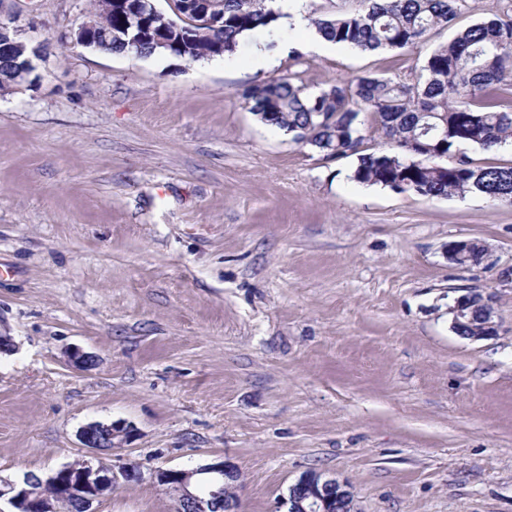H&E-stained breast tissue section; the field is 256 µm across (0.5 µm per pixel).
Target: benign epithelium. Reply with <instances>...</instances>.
I'll return each instance as SVG.
<instances>
[{
    "label": "benign epithelium",
    "instance_id": "obj_1",
    "mask_svg": "<svg viewBox=\"0 0 512 512\" xmlns=\"http://www.w3.org/2000/svg\"><path fill=\"white\" fill-rule=\"evenodd\" d=\"M129 27L141 29L144 26L146 11L160 14L151 0H124ZM475 248L476 259L485 256V246L478 240L458 241L448 245V259L461 256ZM468 296L458 297L449 308L452 314V328L465 338L481 340L489 338L485 330L493 327L488 323L475 327L471 320L464 319L467 311ZM133 427L125 422L112 421L108 424L92 422L82 427L79 438L82 445L96 454L106 453L108 448H122L129 441ZM71 471L66 464L55 470L46 478L36 480L27 474L23 481H15L0 477V499H6L16 512H24L34 493V486L53 485L59 478ZM236 470L221 461L199 466L192 470L158 469L153 472L156 482L165 487L173 496L180 512H234L235 503L225 494L224 480L233 477ZM142 471L137 465L126 466L116 472L112 467L100 461L93 466L84 463L74 473L70 493L80 497L83 512H94L93 504L102 497L112 493V489L121 483L140 481ZM350 496L348 486L335 479L327 478L317 472L303 474L289 489L288 498L283 504L288 506L287 512H332L336 500Z\"/></svg>",
    "mask_w": 512,
    "mask_h": 512
}]
</instances>
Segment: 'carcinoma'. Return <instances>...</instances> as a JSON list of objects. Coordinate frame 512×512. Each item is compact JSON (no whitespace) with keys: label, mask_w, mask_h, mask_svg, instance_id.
<instances>
[{"label":"carcinoma","mask_w":512,"mask_h":512,"mask_svg":"<svg viewBox=\"0 0 512 512\" xmlns=\"http://www.w3.org/2000/svg\"><path fill=\"white\" fill-rule=\"evenodd\" d=\"M213 26L188 30L183 11L152 22L158 40L141 45L140 55L165 52L190 62L235 51L241 38L272 30L283 14L269 0H222ZM82 22L108 40L106 51L127 54L126 15L104 12L98 0ZM468 0H350V5L311 20L332 42L360 51L405 50L433 30L452 29ZM25 56L0 53V93L12 91ZM512 15L476 22L455 32L426 58L416 82L363 74L327 87L312 88L292 77L245 88L242 96L262 123L293 134V141L328 158L358 155L354 179L397 193L424 197L477 194L512 203V165L477 166L466 150L485 151L512 143ZM372 115L387 144L397 148L358 154L364 136L359 115ZM477 323L491 321V308L472 294Z\"/></svg>","instance_id":"cac0c4a2"}]
</instances>
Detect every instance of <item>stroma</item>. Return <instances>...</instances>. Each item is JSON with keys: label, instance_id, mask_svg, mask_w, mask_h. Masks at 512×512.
Segmentation results:
<instances>
[{"label": "stroma", "instance_id": "1", "mask_svg": "<svg viewBox=\"0 0 512 512\" xmlns=\"http://www.w3.org/2000/svg\"><path fill=\"white\" fill-rule=\"evenodd\" d=\"M88 9H0L46 45L38 82L0 95V474L94 461L81 428L123 421L103 460L143 479L96 512H174L153 471L218 461L239 512H286L308 471L348 483L353 512H512V205L359 183L358 155L297 145L242 96L296 72L412 82L450 31L315 53L281 22L227 66L64 41ZM469 239L483 261L450 263ZM467 293L494 337L453 332Z\"/></svg>", "mask_w": 512, "mask_h": 512}]
</instances>
